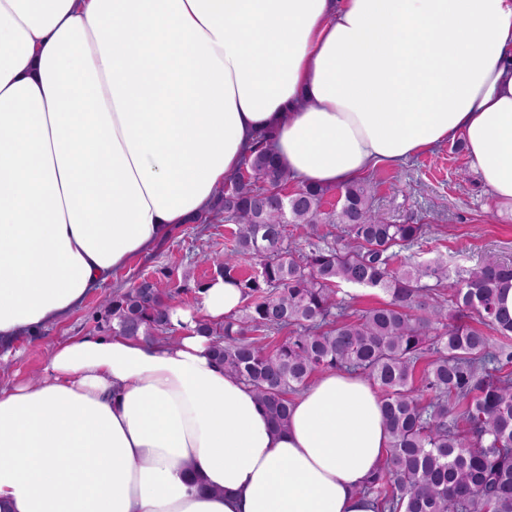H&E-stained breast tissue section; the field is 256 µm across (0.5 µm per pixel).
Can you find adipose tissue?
<instances>
[{
    "instance_id": "ef3b65f1",
    "label": "adipose tissue",
    "mask_w": 512,
    "mask_h": 512,
    "mask_svg": "<svg viewBox=\"0 0 512 512\" xmlns=\"http://www.w3.org/2000/svg\"><path fill=\"white\" fill-rule=\"evenodd\" d=\"M343 187L463 141L512 211V0H0V341L35 334L210 210L263 133ZM104 332L0 387V512H376L390 448L364 377L319 374L274 427L197 321Z\"/></svg>"
}]
</instances>
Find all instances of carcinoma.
<instances>
[{"label":"carcinoma","mask_w":512,"mask_h":512,"mask_svg":"<svg viewBox=\"0 0 512 512\" xmlns=\"http://www.w3.org/2000/svg\"><path fill=\"white\" fill-rule=\"evenodd\" d=\"M270 140L259 136L244 162L250 177L230 180L212 207L236 225L217 272L241 288L244 304L222 323L198 322L196 331L213 337L216 360L254 388L277 427L288 422V394L314 376H366L381 394L391 437L363 489L380 512H512V317L498 307L512 287V263L489 256L454 279L442 262L408 258L394 267L396 250L421 245L427 225L388 222L362 180L342 187L332 211L323 208L327 188L277 196L289 177ZM210 213L195 222L207 223ZM289 224L310 228L307 249L285 244ZM326 224L336 232H321ZM247 256L258 272L241 279L235 271ZM343 285L388 299L350 314L337 298ZM445 286L448 300L437 294ZM175 294L170 281L144 277L105 297V323L172 340ZM284 329L274 350L260 346Z\"/></svg>","instance_id":"1"}]
</instances>
